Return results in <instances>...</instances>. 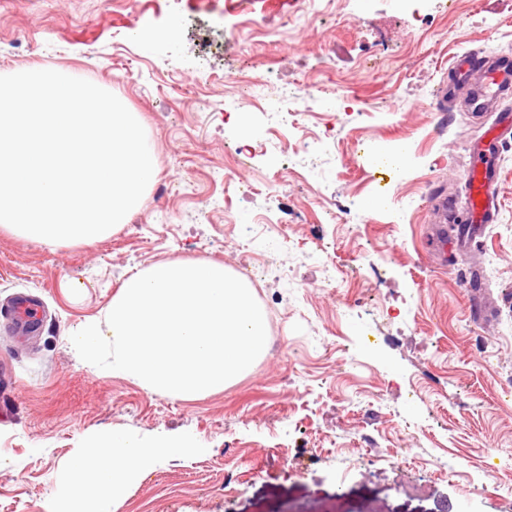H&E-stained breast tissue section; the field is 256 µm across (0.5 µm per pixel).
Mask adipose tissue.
Returning a JSON list of instances; mask_svg holds the SVG:
<instances>
[{
    "label": "adipose tissue",
    "instance_id": "adipose-tissue-1",
    "mask_svg": "<svg viewBox=\"0 0 512 512\" xmlns=\"http://www.w3.org/2000/svg\"><path fill=\"white\" fill-rule=\"evenodd\" d=\"M184 446L152 447L137 436L112 431L75 449L65 466V491L53 497L48 512H112L114 498L159 454L181 456Z\"/></svg>",
    "mask_w": 512,
    "mask_h": 512
}]
</instances>
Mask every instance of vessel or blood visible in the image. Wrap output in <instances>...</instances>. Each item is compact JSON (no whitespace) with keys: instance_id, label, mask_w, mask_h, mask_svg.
<instances>
[{"instance_id":"b4317fda","label":"vessel or blood","mask_w":512,"mask_h":512,"mask_svg":"<svg viewBox=\"0 0 512 512\" xmlns=\"http://www.w3.org/2000/svg\"><path fill=\"white\" fill-rule=\"evenodd\" d=\"M452 69L455 80L442 86V98H451L457 83L470 82L475 89L467 101L468 109L495 115L483 138L470 148L474 161L465 181V208L455 217L464 226L463 236L476 237L484 225L495 222L498 214L495 201L498 152L504 141L512 139V107L503 103L505 95L512 92V57L487 56L483 51L470 50L455 57Z\"/></svg>"}]
</instances>
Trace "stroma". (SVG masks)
Returning <instances> with one entry per match:
<instances>
[{"mask_svg":"<svg viewBox=\"0 0 512 512\" xmlns=\"http://www.w3.org/2000/svg\"><path fill=\"white\" fill-rule=\"evenodd\" d=\"M307 2L0 0V75L87 74L138 114L159 170L94 244L0 228V512H47L64 462L112 430L188 445L112 512H512V470L490 471L512 449V144L469 262L437 251L430 207L464 204L491 120L466 88L438 111L440 88L459 53L512 55V0H320L293 26ZM243 80L296 111L292 127ZM305 82L323 93L297 99ZM398 141L403 166L365 163ZM246 145L243 193L224 171ZM247 253L269 353L227 389L151 393L70 348L130 274L236 271ZM19 295L34 325L13 320ZM444 466L456 479L429 478Z\"/></svg>","mask_w":512,"mask_h":512,"instance_id":"obj_1","label":"stroma"}]
</instances>
